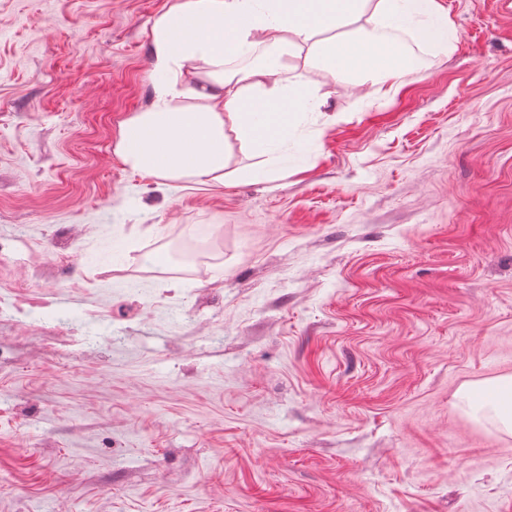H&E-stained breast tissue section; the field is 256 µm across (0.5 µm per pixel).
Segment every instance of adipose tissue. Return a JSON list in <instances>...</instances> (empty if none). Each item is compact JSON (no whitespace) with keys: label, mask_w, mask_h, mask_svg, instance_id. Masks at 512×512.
<instances>
[{"label":"adipose tissue","mask_w":512,"mask_h":512,"mask_svg":"<svg viewBox=\"0 0 512 512\" xmlns=\"http://www.w3.org/2000/svg\"><path fill=\"white\" fill-rule=\"evenodd\" d=\"M366 10L369 25L353 38L325 39ZM411 42L447 50L436 0H172L151 31L154 100L121 123L115 152L144 176L220 184L235 141L265 160L240 177L268 179L300 117L325 104L307 64L382 87L419 73ZM243 57L246 66L226 69Z\"/></svg>","instance_id":"adipose-tissue-1"}]
</instances>
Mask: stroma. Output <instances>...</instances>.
I'll list each match as a JSON object with an SVG mask.
<instances>
[{"label":"stroma","instance_id":"obj_1","mask_svg":"<svg viewBox=\"0 0 512 512\" xmlns=\"http://www.w3.org/2000/svg\"><path fill=\"white\" fill-rule=\"evenodd\" d=\"M169 2L0 0V512H512V9L211 186L114 152ZM500 390V398L493 403H474L467 393L461 396V401L471 415L478 418L486 411H492L498 422L508 431H512V377L501 378L494 385Z\"/></svg>","mask_w":512,"mask_h":512}]
</instances>
